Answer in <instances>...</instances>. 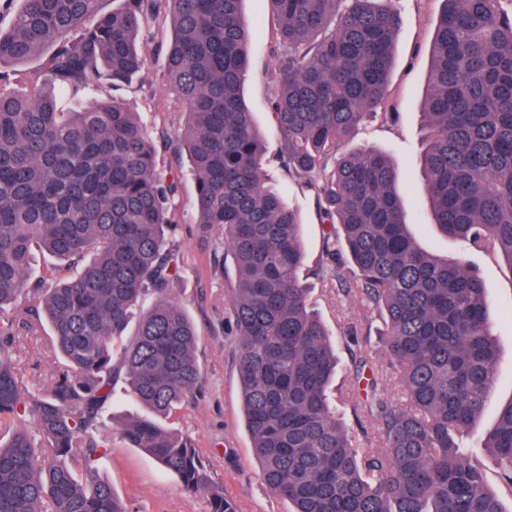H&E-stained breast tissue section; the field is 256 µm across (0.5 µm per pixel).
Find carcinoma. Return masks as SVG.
Here are the masks:
<instances>
[{"label":"carcinoma","instance_id":"1","mask_svg":"<svg viewBox=\"0 0 512 512\" xmlns=\"http://www.w3.org/2000/svg\"><path fill=\"white\" fill-rule=\"evenodd\" d=\"M100 2L0 0V426H12L0 441V512H126L92 477L101 412L120 380L155 415L125 422L124 439L207 496L211 512H232L211 465L158 422L201 389L198 336L169 298L181 266L166 232L181 179L158 172L160 152L187 158L196 223L224 230L245 424L269 491L292 512H507L462 451L498 365L483 281L416 243L386 152L347 149L387 106L397 8L271 0L280 160L307 180L326 224L315 275L338 280L384 327L396 397L368 334H345L364 387L341 405L375 428L376 451L329 401L339 361L300 279V220L267 182L265 143L242 100L243 0H119L110 12ZM442 3L422 112L432 224L512 264V0ZM153 59L185 115L154 138L110 95ZM57 90L105 99L61 112ZM35 247L56 261L47 276L30 275ZM344 253L350 278L336 265ZM44 324L65 371L31 394L10 346L15 331ZM485 448L512 492V402Z\"/></svg>","mask_w":512,"mask_h":512}]
</instances>
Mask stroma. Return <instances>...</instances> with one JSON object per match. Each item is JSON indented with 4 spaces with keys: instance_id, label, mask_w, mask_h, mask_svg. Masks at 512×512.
<instances>
[{
    "instance_id": "1",
    "label": "stroma",
    "mask_w": 512,
    "mask_h": 512,
    "mask_svg": "<svg viewBox=\"0 0 512 512\" xmlns=\"http://www.w3.org/2000/svg\"><path fill=\"white\" fill-rule=\"evenodd\" d=\"M395 5L401 14V26L390 76L389 104L385 114L362 129L351 146H374L389 153L401 173L408 222L419 245L451 260L466 259L477 267L484 281L499 361L482 415L464 444L470 454L481 458L487 482L495 488L499 485L497 466L488 457L484 441L499 409L512 400V266L494 252L465 251L460 242L444 236L429 222L418 158L432 37L442 4L440 0H396ZM243 14L251 32L244 97L266 140L264 169L286 204L301 216L303 279L310 290L311 307L332 337L339 340L350 325H366V313L357 299L338 295V281L324 282L312 274L322 254L323 225L318 203L303 180L288 176L283 169L279 137L269 116L275 66L269 39L276 17L269 0H244ZM166 94L157 69L149 68L131 84L113 91L112 96L134 112L147 130L162 126L174 130L182 123L183 115L162 111ZM193 195L192 176L183 172L180 222L169 233L170 243L180 256L182 272L171 287V296L196 327L202 389L166 425L191 439L200 456L212 462L211 479L223 489L233 512H290V504L270 493L260 478L245 426L236 338L225 322L228 281L223 269L214 264L215 255L224 252V233L194 224ZM13 356L23 385L33 392L44 391L63 370L52 352L50 332L45 327L33 334L18 333ZM146 414L124 385H116L101 417L109 442L94 456L95 476L111 484L127 512H210L206 496L186 491L178 477L165 471L148 453L131 447L120 434V423Z\"/></svg>"
}]
</instances>
